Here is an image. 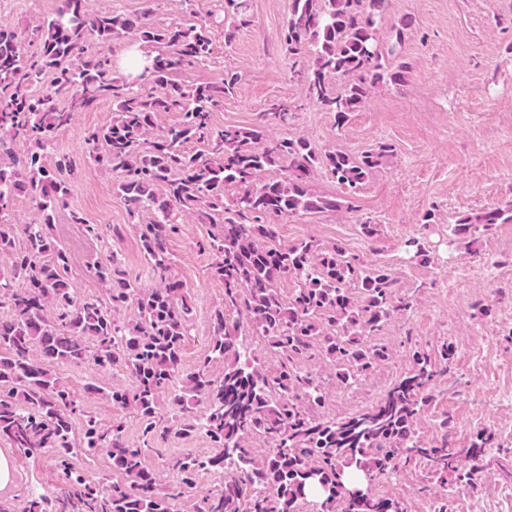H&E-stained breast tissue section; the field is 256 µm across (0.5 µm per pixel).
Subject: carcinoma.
Listing matches in <instances>:
<instances>
[{
	"label": "carcinoma",
	"instance_id": "cac0c4a2",
	"mask_svg": "<svg viewBox=\"0 0 512 512\" xmlns=\"http://www.w3.org/2000/svg\"><path fill=\"white\" fill-rule=\"evenodd\" d=\"M388 0H292L283 47L298 64L305 97L341 125L362 108L372 93L407 81L410 64L394 59L379 25ZM250 0H224V20L208 18L188 26L158 27L151 9L136 15L92 12L88 0H64L54 18L36 26L29 37L0 27V306L11 311L0 319V442L29 458L49 449L54 454L59 488L26 491L22 512H176L177 493H161L143 465V449L124 438L120 421L110 425L83 410L73 392L50 369L52 364H90L101 373L126 369L132 387L85 385L113 406L135 414L142 435L162 439L165 414L186 415L198 401L202 416L175 421L176 433L204 432L222 453L172 457L168 469L176 486L192 488L204 471L227 467L234 476L195 506V512H300L310 486H320L318 512H403L398 500L366 488L351 493L350 470L371 478L400 476L399 461L424 460L434 471L456 473L471 482L478 469L461 468L448 451L444 434L432 447L414 439L412 425L431 399L425 389L437 376V362L413 353L411 372L376 404L351 416L327 419L322 382L297 365L320 356L340 368L343 384L386 361L389 350L367 348L363 338L376 335L390 318L411 307L396 295L390 271L360 270L336 245L322 248L313 240L276 243L272 218L335 213L346 198L316 191L320 172L356 192L393 153L381 144L358 156L319 147L304 137L268 134L269 121L285 123L288 109L273 103L251 127L213 126V112L233 94L238 74L191 84L182 71L212 53L211 29L224 25V39L251 24ZM137 32L154 53L146 71L159 87L144 94L124 75H115L108 56L88 51V41L112 42ZM49 82L33 90L43 76ZM109 98L112 124L89 133L97 170L118 174L117 192L131 213L153 211L141 225L146 261L158 277L153 288H139L112 264L95 268L110 284L106 298L80 295L69 279L70 255L51 234L58 208L72 194L64 174L75 166L60 157L44 165V152L75 113ZM162 112L181 113L149 148H143ZM194 139L203 152L189 155L183 144ZM7 140L28 145L22 161L4 150ZM265 171L282 176L254 186ZM37 199L38 217L17 228L8 219L15 196ZM193 214L211 224L208 247L215 256L213 276L224 281V306L215 310L209 354L192 372L183 370L181 350L188 336L187 286L172 272L167 241L176 232L171 216ZM512 223V200L478 215L456 220L454 233L467 236L477 224ZM288 276L301 280L284 297L276 283ZM23 279V287L14 283ZM137 307L136 320L120 312ZM246 317L254 332L279 355L267 370L251 353L240 350L239 322ZM224 360V375L210 374L209 364ZM170 393L169 404L161 395ZM81 417L80 433L74 421ZM272 444L257 459L251 443ZM106 452L110 475L91 481L76 459Z\"/></svg>",
	"mask_w": 512,
	"mask_h": 512
}]
</instances>
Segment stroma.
<instances>
[{
    "mask_svg": "<svg viewBox=\"0 0 512 512\" xmlns=\"http://www.w3.org/2000/svg\"><path fill=\"white\" fill-rule=\"evenodd\" d=\"M250 26L225 43L223 29L212 31L208 61L183 73L189 83L213 81L231 71L240 81L233 97L212 117L215 127L251 126L268 105L290 106L287 122L272 124L270 135L301 136L319 146L332 145L357 155L379 144L394 152L356 193L353 209L331 214L296 215L280 220L278 240L291 244L314 239L328 247L342 245L366 269L383 266L396 281L398 294L412 298L402 315L385 322L367 345L387 347L390 357L356 382L344 385L330 362H304L306 371L324 382V416L341 419L374 405L411 366L410 352L421 348L438 355L442 345L453 350L446 376L438 379L433 400L419 412L417 439L432 445L447 436L448 446L465 456L477 433L491 443L481 457L475 484L457 481L454 474L433 473L412 462L403 477H377V494L399 499L405 512H512L497 490L512 485V223L478 227L475 242L454 236L456 220L475 215L512 199V0H389L380 26L384 44H391L392 27L404 17L413 26L401 48L410 63L402 86L379 88L367 104L337 124L333 113L308 104L299 81L292 76V60L280 35L291 0H250ZM61 0H0V25L28 35L44 19L56 15ZM152 21L159 26L189 25L223 14V0H155ZM111 100L76 113L70 126L59 130L48 161L74 158L68 178L74 186L66 206L58 209L53 234L72 258L70 278L84 296L105 297V286L94 274L98 265L117 263L130 280L149 288L156 278L144 258L140 225L152 211L130 213L115 191L112 175L93 170L89 131L111 124ZM84 221L73 234L63 226L71 212ZM433 212L432 224L422 217ZM377 233L366 239L362 222ZM99 228L91 235L86 224ZM178 230L167 242L172 267L188 286L189 336L182 351L185 371H194L208 353L212 315L224 302V283L214 277V255L207 246L210 225L189 214L176 219ZM424 247L429 261L416 257ZM60 380L74 391L83 406L104 423L124 422V437L141 447L140 427L131 413H120L107 400L88 395L85 383L129 384L124 371L98 378L87 366L57 365ZM214 455L204 432L185 437L168 432L144 457L161 487L173 483L164 458L182 453ZM17 483L13 495L34 486L52 490L59 485L51 453L35 459H15Z\"/></svg>",
    "mask_w": 512,
    "mask_h": 512,
    "instance_id": "1",
    "label": "stroma"
}]
</instances>
